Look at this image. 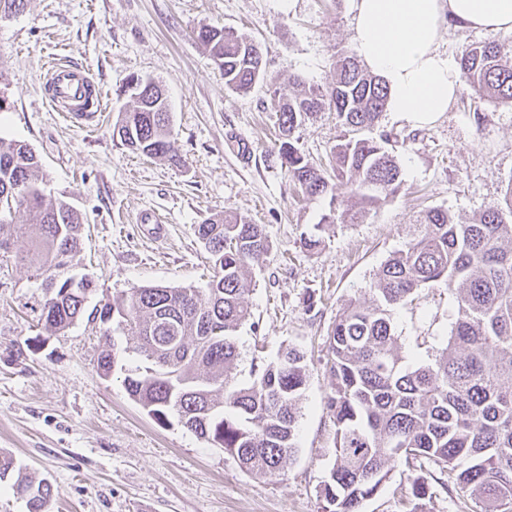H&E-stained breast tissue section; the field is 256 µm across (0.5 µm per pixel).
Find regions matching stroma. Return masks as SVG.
<instances>
[{"instance_id":"obj_1","label":"stroma","mask_w":512,"mask_h":512,"mask_svg":"<svg viewBox=\"0 0 512 512\" xmlns=\"http://www.w3.org/2000/svg\"><path fill=\"white\" fill-rule=\"evenodd\" d=\"M352 17L351 0H28L23 12L0 18V92L8 99L0 135L29 144L48 191L81 213L78 270L95 284L87 307L134 286L205 287L212 270L194 226L234 211L262 225L270 249L251 273V318L236 333L233 383L248 384L252 361H274L288 347L308 363L297 451L283 470L253 476L223 449L149 416L129 398L122 369L99 374L108 340L124 366L137 363L126 336L104 339L85 316L65 334L47 335L34 313L45 289L0 252V460L51 484L49 512H320V488L336 459L326 339L338 310L369 298L378 269L405 246L420 211L445 209L465 223L500 202L512 182V103L465 88L423 126L383 112L377 128L397 138L402 190L357 223L317 229L327 202L298 194L280 164L274 92L292 73L328 85L337 54L354 46ZM202 24L259 43L264 83L247 93L227 89L194 37ZM488 42L512 51V32L452 28L440 49L457 62ZM58 58L80 65L102 89L98 121L68 118L46 101L44 68ZM133 74L162 84L180 163L134 153L114 138ZM342 133L335 114L321 112L294 140L318 164ZM241 140L251 143L250 155L238 153ZM148 209L162 218L163 239L140 223ZM316 232L325 245L312 252L302 239ZM454 312L443 287L396 310L408 365L446 346ZM410 493L406 472L395 467L361 512H404Z\"/></svg>"}]
</instances>
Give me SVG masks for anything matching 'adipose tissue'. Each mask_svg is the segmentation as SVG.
Here are the masks:
<instances>
[{
  "instance_id": "adipose-tissue-1",
  "label": "adipose tissue",
  "mask_w": 512,
  "mask_h": 512,
  "mask_svg": "<svg viewBox=\"0 0 512 512\" xmlns=\"http://www.w3.org/2000/svg\"><path fill=\"white\" fill-rule=\"evenodd\" d=\"M354 49L388 88V111L413 125L447 111L462 87L439 49L447 27L512 31V0H352Z\"/></svg>"
}]
</instances>
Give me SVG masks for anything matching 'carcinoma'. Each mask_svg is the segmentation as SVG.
<instances>
[{
  "instance_id": "1",
  "label": "carcinoma",
  "mask_w": 512,
  "mask_h": 512,
  "mask_svg": "<svg viewBox=\"0 0 512 512\" xmlns=\"http://www.w3.org/2000/svg\"><path fill=\"white\" fill-rule=\"evenodd\" d=\"M196 39L208 51L224 86L246 93L264 79L255 42L227 28L203 25ZM468 87L480 96L512 103V60L495 43L477 45L462 58ZM297 91L282 99L277 124L281 164L309 197L328 199L317 227L356 219L336 195V183L364 212L395 196L402 172L374 130L387 103L386 86L349 50L336 60L327 87L288 77ZM131 105L120 120L123 145L150 158L178 164L164 90L132 75ZM334 112L344 133L331 149L329 167L311 163L292 142L296 128L315 112ZM44 173L32 148L0 136V251L15 253L30 277L46 287L65 274L80 252L82 218L67 202L45 192ZM25 222H15L18 209ZM213 275L204 291L167 286L132 287L91 315L133 337L142 364L127 369L129 396L146 413L177 423L235 456L246 472L273 474L296 450L298 402L306 384L304 353L284 350L276 361L251 369V382L231 385L239 357L236 332L251 318L244 296L250 270L269 250L261 225L233 211H217L195 225ZM60 286L41 306L38 324L63 335L83 315L93 288L87 274ZM444 285L454 297L455 319L447 345L432 361L405 365L394 332L395 310L422 289ZM367 302L352 299L336 315L327 339L332 378L327 408L336 427V461L320 491L322 512H360L397 463L410 471L411 495L430 492L428 478L468 494L479 512H512V183L500 204L461 224L445 209L424 211L405 247L385 261L370 284ZM118 365L112 344L97 360L108 377ZM28 512H48L52 487L17 473L12 484Z\"/></svg>"
}]
</instances>
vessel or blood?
<instances>
[{"instance_id": "1", "label": "vessel or blood", "mask_w": 512, "mask_h": 512, "mask_svg": "<svg viewBox=\"0 0 512 512\" xmlns=\"http://www.w3.org/2000/svg\"><path fill=\"white\" fill-rule=\"evenodd\" d=\"M100 95V89L88 80L84 70L73 63L56 66L45 82L46 99L66 111L82 113L87 121L92 118L89 108Z\"/></svg>"}]
</instances>
